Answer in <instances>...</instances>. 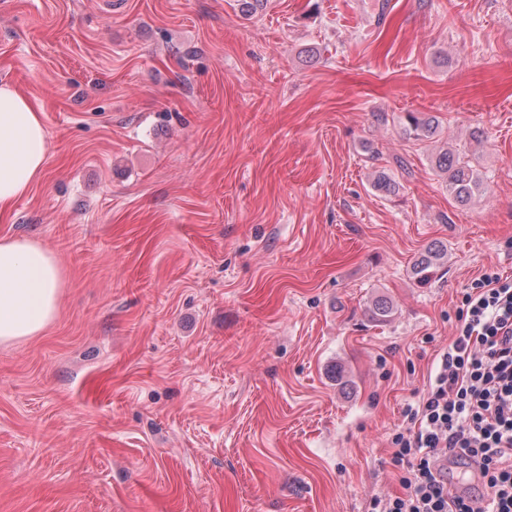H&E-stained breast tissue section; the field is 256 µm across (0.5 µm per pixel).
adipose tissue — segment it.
<instances>
[{"mask_svg":"<svg viewBox=\"0 0 512 512\" xmlns=\"http://www.w3.org/2000/svg\"><path fill=\"white\" fill-rule=\"evenodd\" d=\"M47 139L41 113L18 88L0 86V210L42 175ZM62 268L42 244L0 239V344L40 335L55 319Z\"/></svg>","mask_w":512,"mask_h":512,"instance_id":"obj_1","label":"adipose tissue"}]
</instances>
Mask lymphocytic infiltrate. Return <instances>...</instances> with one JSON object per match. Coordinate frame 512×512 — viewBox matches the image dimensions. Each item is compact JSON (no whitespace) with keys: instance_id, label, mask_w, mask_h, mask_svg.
<instances>
[{"instance_id":"lymphocytic-infiltrate-1","label":"lymphocytic infiltrate","mask_w":512,"mask_h":512,"mask_svg":"<svg viewBox=\"0 0 512 512\" xmlns=\"http://www.w3.org/2000/svg\"><path fill=\"white\" fill-rule=\"evenodd\" d=\"M460 325L443 352L410 426L392 440L401 491L371 512H512V278L483 273L461 301ZM467 461L483 504L448 492L449 459Z\"/></svg>"}]
</instances>
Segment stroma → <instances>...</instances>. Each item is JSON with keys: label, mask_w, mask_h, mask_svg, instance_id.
<instances>
[{"label": "stroma", "mask_w": 512, "mask_h": 512, "mask_svg": "<svg viewBox=\"0 0 512 512\" xmlns=\"http://www.w3.org/2000/svg\"><path fill=\"white\" fill-rule=\"evenodd\" d=\"M0 84L48 144L0 238L65 278L47 329L0 345V512H368L398 491L391 438L464 293L512 276V0H0ZM447 151L484 182L468 204ZM405 118L408 129L415 139L429 138L437 132V121L434 116L419 117L409 112L406 114ZM437 168L446 174L448 194L459 204L465 205L479 193L485 191L483 183L469 161L461 160L445 152L437 161ZM447 252L444 244H433L421 252L412 265L411 274L415 281L429 283L440 271Z\"/></svg>", "instance_id": "stroma-1"}]
</instances>
